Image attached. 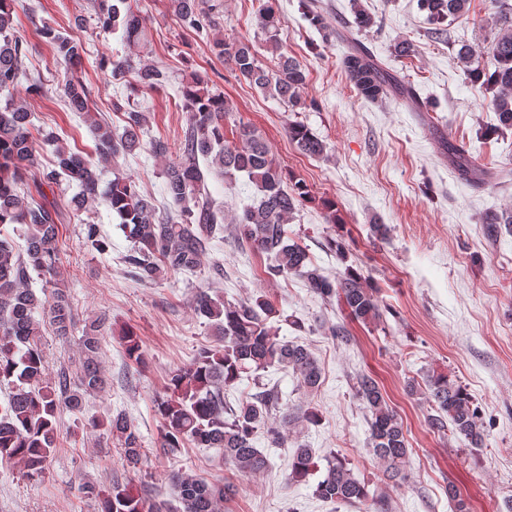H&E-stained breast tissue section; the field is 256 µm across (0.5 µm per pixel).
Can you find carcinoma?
Listing matches in <instances>:
<instances>
[{"instance_id":"obj_1","label":"carcinoma","mask_w":512,"mask_h":512,"mask_svg":"<svg viewBox=\"0 0 512 512\" xmlns=\"http://www.w3.org/2000/svg\"><path fill=\"white\" fill-rule=\"evenodd\" d=\"M125 3L126 0H98L97 15L103 28L122 30L125 46L131 50L146 42L147 31L143 18L124 7ZM467 3L468 0H420V7L433 24L441 27L448 18L463 15ZM171 7L186 27L208 35L218 29L215 9L205 6L204 0H171ZM20 9L27 10L23 0H0L1 92L13 89L25 75L23 42L13 24ZM256 25L266 37L273 66L262 64L249 42L228 43L217 35L212 38L213 48L264 95L293 111L307 108L301 95L306 75L299 63L283 52L272 0L258 7ZM42 34L54 45L65 66L68 109L89 111L87 88L75 76L85 53L84 44L60 36L50 27L43 28ZM495 57L497 66L491 74L486 76L471 69L469 75L493 92L490 103L498 112L501 125L512 128V21L500 30ZM343 67L358 94L367 101H378L390 92H411L407 83L363 51L354 50L346 55ZM127 71L135 74L139 89H155L165 80L161 70L137 62L132 53L113 63L114 75ZM184 105L191 119L180 144L182 159L169 164L164 172V192L179 207L176 216H158L151 199L141 195L129 180L118 178L107 191H99V178L89 159L59 145L60 138L53 130L39 132L38 142L54 146L56 156L54 167L42 171L39 185L51 188L63 176L78 185L79 192L69 200V208L84 224L86 243L100 252L108 250V243L102 239L99 225L81 219L80 215L89 203L103 201L120 219L126 237L132 242L125 262L136 279L154 283L168 274L196 270L212 242L224 233V213L212 204L205 191L206 177L199 164L202 157L208 162V169H217L230 179L244 174L254 185L252 204L243 209L234 223L241 240L270 257L269 277H298L321 298L342 301L353 319L365 324L382 321L383 312L362 273L349 269L333 279L312 262L303 246L288 237L287 223L307 198L308 190L303 184L283 185L282 172L258 130L240 123L235 129V140H225L223 121L229 112L227 103L202 76H193L186 86ZM30 126V112L23 101L9 98L0 105V229L20 224L25 241L24 253L20 254L8 236H0V385L11 387L6 405L0 406V464H20L26 476L35 479L45 473L57 451L58 409L63 406L73 413L83 412L88 399L103 391L107 378L98 360L104 324L97 319L89 323L80 338L81 360L76 377L62 373L51 382L45 378L41 322L36 314H41L59 336L70 334L75 319L57 267L58 210L50 202L29 199L18 191L24 173L38 165V142ZM93 132L101 158L133 155L141 148L142 115L127 113L120 134L99 123L94 125ZM288 133L305 155L320 156L325 151L323 141L303 124L289 126ZM32 270L52 288L50 297L41 298L27 287ZM194 311L206 319L220 345L201 349L189 365L172 374L170 396L155 405L162 421L158 447L170 454L188 444L218 448L238 473L259 474L267 468L268 459L256 448L255 437L261 433L278 446L286 442L282 424L273 416V410L280 404L279 392L264 389L250 394L227 418L224 389L245 378L256 382L259 372L277 367L293 370L303 387L313 391L321 385V368L305 346L280 338L279 328L271 322L280 316V311L263 295L231 304L200 291ZM122 340L128 358L142 363V348L134 332H126ZM425 385L426 401L436 411L427 417L430 429L438 433L449 430L469 447H482L485 429L467 390L443 374L427 377ZM355 393L371 414L374 455L385 465L389 478L407 481L410 450L397 413L388 405L378 382L368 374L357 376ZM89 427L106 428L129 464H138L145 454L141 436L123 414L104 420L93 418ZM315 467L313 450L301 445L288 456V479L304 481ZM170 479L179 489L184 512H216L218 503L233 491V486L226 482L212 483L179 473L171 474ZM80 492L97 502L98 512H162L161 505L133 494L128 485L119 481L106 489L84 482ZM314 495L326 502L373 499L368 484L357 479L337 453L328 460Z\"/></svg>"}]
</instances>
